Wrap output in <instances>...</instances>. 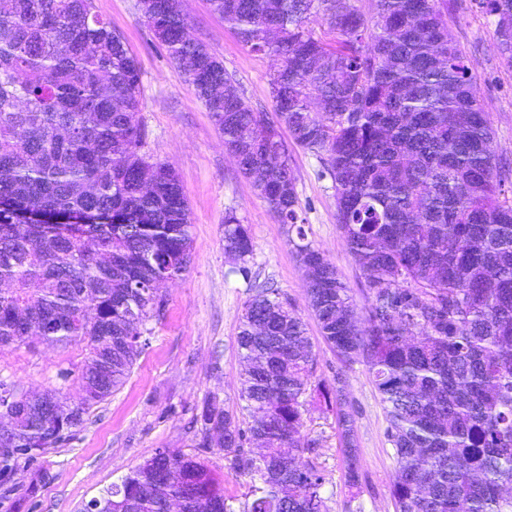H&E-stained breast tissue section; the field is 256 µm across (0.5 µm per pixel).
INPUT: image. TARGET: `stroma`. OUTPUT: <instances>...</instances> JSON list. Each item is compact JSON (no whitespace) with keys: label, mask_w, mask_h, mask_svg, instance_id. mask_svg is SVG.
I'll list each match as a JSON object with an SVG mask.
<instances>
[{"label":"stroma","mask_w":512,"mask_h":512,"mask_svg":"<svg viewBox=\"0 0 512 512\" xmlns=\"http://www.w3.org/2000/svg\"><path fill=\"white\" fill-rule=\"evenodd\" d=\"M192 32L233 72L249 104L259 112L273 109L271 57L251 53L209 0H185ZM98 14L125 39L141 71V111L146 151L175 167L187 197L192 222V263L163 286L167 305L152 322L148 347L137 358L127 382L95 405L83 425L46 451L38 469L12 477L15 490L0 493V512H79L82 504L119 482L156 449L198 455L224 480V494L235 512H244L253 480L234 471L222 449L198 447L191 422L205 399L238 410L242 370L236 337L249 291L231 275L224 254V214L234 211L248 229L250 264L260 280L274 282L294 313L305 322L314 344V381L342 390V405L353 419L360 449L359 491L346 483L345 460L336 415L316 396L303 407L304 433L315 450L297 452L300 463L321 469L329 512H395L391 487L396 475L394 450L386 437L384 405L364 364L344 365L323 342L304 295L305 276L286 226L279 224L224 148L202 103L183 71L170 63L141 19L138 0H94ZM448 27L476 79L477 96L488 116L494 146L512 161V61L501 55L493 17L480 0H448ZM300 213L309 241L320 249L365 307L368 281L355 264L336 219L330 178L321 176L319 159L301 149L291 153ZM82 346L45 342L0 351V382L41 392L57 388L71 400L82 396ZM35 486L36 497L25 491Z\"/></svg>","instance_id":"35a3bbf8"}]
</instances>
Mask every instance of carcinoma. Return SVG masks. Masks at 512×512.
Returning <instances> with one entry per match:
<instances>
[{"instance_id": "carcinoma-1", "label": "carcinoma", "mask_w": 512, "mask_h": 512, "mask_svg": "<svg viewBox=\"0 0 512 512\" xmlns=\"http://www.w3.org/2000/svg\"><path fill=\"white\" fill-rule=\"evenodd\" d=\"M249 51L275 60L274 117L256 112L224 62L191 33L184 0H139L239 171L295 233L306 300L324 342L367 367L397 462L396 512H512V164L493 146L444 0H209ZM512 60V0H480ZM321 21L317 35L310 24ZM141 75L93 0H0V349L37 338L81 345L84 395L28 394L7 441L32 468L129 378L191 264V218L174 168L143 152ZM295 146L332 181L336 217L371 296L307 240ZM94 212L96 222L53 223ZM224 254L247 283L237 335L245 418L207 400L198 447L252 475L247 512H328L325 479L295 452L315 356L288 298L258 281L232 211ZM62 400L67 415L44 399ZM347 483L359 449L336 411ZM103 512H233L197 457L158 448L98 496Z\"/></svg>"}]
</instances>
